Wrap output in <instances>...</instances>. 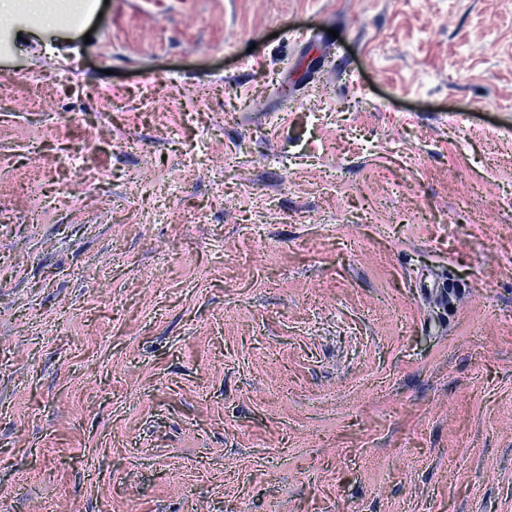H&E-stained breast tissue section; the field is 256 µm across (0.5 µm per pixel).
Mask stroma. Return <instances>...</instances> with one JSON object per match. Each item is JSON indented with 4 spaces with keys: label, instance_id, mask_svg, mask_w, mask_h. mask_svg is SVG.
Listing matches in <instances>:
<instances>
[{
    "label": "stroma",
    "instance_id": "1",
    "mask_svg": "<svg viewBox=\"0 0 512 512\" xmlns=\"http://www.w3.org/2000/svg\"><path fill=\"white\" fill-rule=\"evenodd\" d=\"M77 2L0 53V512H512V0Z\"/></svg>",
    "mask_w": 512,
    "mask_h": 512
}]
</instances>
